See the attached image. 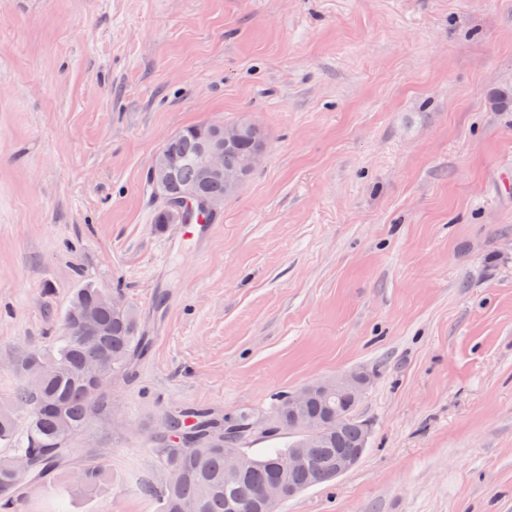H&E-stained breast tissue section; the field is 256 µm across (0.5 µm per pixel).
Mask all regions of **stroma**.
I'll return each mask as SVG.
<instances>
[{
    "instance_id": "35a3bbf8",
    "label": "stroma",
    "mask_w": 512,
    "mask_h": 512,
    "mask_svg": "<svg viewBox=\"0 0 512 512\" xmlns=\"http://www.w3.org/2000/svg\"><path fill=\"white\" fill-rule=\"evenodd\" d=\"M242 118L268 149L213 233L155 223L165 137ZM508 169L512 0H0V402L83 284L150 340L69 442L111 481L18 512H159L173 409L352 368L366 451L281 512H512Z\"/></svg>"
}]
</instances>
